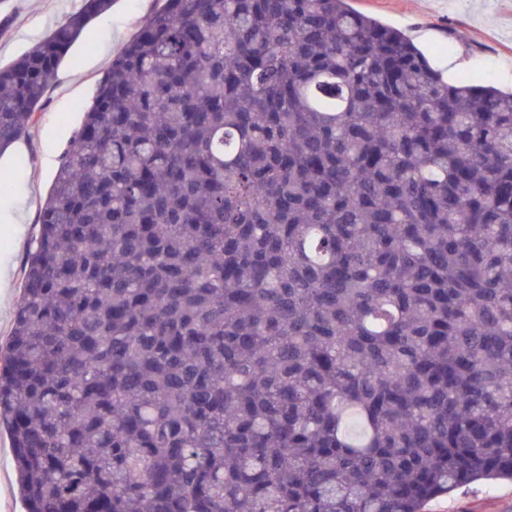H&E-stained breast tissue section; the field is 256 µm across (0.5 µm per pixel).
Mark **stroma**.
I'll use <instances>...</instances> for the list:
<instances>
[{
  "label": "stroma",
  "mask_w": 512,
  "mask_h": 512,
  "mask_svg": "<svg viewBox=\"0 0 512 512\" xmlns=\"http://www.w3.org/2000/svg\"><path fill=\"white\" fill-rule=\"evenodd\" d=\"M357 11L404 31L451 83L486 75L500 90L512 91V0H351ZM83 0H0V66L11 64L50 33ZM156 0H115L93 18L58 68L38 122L0 155V174L10 186L0 192V343H6L22 291V265L34 240L41 203L65 151L83 120L96 83L118 50L136 33ZM465 35L456 42L453 32ZM16 482L8 428H0V512H26ZM423 512H512V481H477L427 502Z\"/></svg>",
  "instance_id": "stroma-1"
}]
</instances>
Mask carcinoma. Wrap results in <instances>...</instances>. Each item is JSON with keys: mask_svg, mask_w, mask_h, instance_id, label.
Returning <instances> with one entry per match:
<instances>
[{"mask_svg": "<svg viewBox=\"0 0 512 512\" xmlns=\"http://www.w3.org/2000/svg\"><path fill=\"white\" fill-rule=\"evenodd\" d=\"M113 0L0 67V151ZM0 353L28 512H422L512 479V93L349 0H163Z\"/></svg>", "mask_w": 512, "mask_h": 512, "instance_id": "1", "label": "carcinoma"}]
</instances>
